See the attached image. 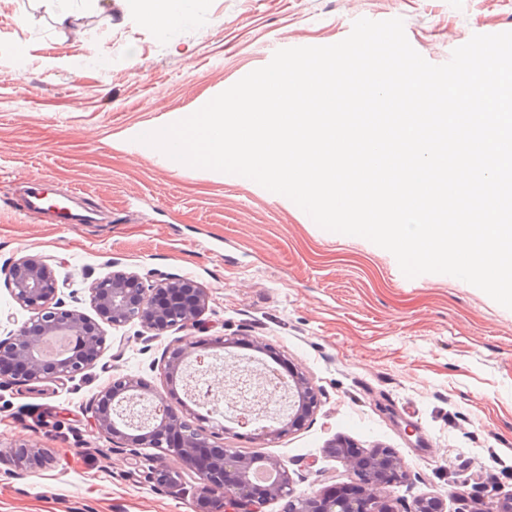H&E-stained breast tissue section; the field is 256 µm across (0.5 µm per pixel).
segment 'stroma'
Here are the masks:
<instances>
[{
	"label": "stroma",
	"instance_id": "1",
	"mask_svg": "<svg viewBox=\"0 0 512 512\" xmlns=\"http://www.w3.org/2000/svg\"><path fill=\"white\" fill-rule=\"evenodd\" d=\"M68 19L57 23L59 10ZM402 18L412 47L441 65L475 34L512 31V0H192L169 26L118 0H0V265L45 257L62 298L92 314L87 285L118 266L186 276L204 288L202 338L263 340L301 371L319 405L267 443L224 421L220 440L284 464L296 494L353 482L338 438L389 448L395 512L425 494L445 512L512 503V309L444 274L405 286L395 257L329 232L255 182L170 163L140 147L280 49L346 38L360 18ZM81 188L97 224H38L19 178ZM97 364L76 378L0 387V512H195L193 490L148 482L86 411L113 379L135 375L183 393L161 358L178 332L107 329ZM50 464L14 466L17 446Z\"/></svg>",
	"mask_w": 512,
	"mask_h": 512
}]
</instances>
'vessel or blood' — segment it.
Segmentation results:
<instances>
[{
	"label": "vessel or blood",
	"instance_id": "vessel-or-blood-1",
	"mask_svg": "<svg viewBox=\"0 0 512 512\" xmlns=\"http://www.w3.org/2000/svg\"><path fill=\"white\" fill-rule=\"evenodd\" d=\"M81 197L80 189L63 194L42 178L27 184L22 206L27 214L40 217L50 224L93 223L95 212L82 205Z\"/></svg>",
	"mask_w": 512,
	"mask_h": 512
}]
</instances>
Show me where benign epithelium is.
<instances>
[{
	"mask_svg": "<svg viewBox=\"0 0 512 512\" xmlns=\"http://www.w3.org/2000/svg\"><path fill=\"white\" fill-rule=\"evenodd\" d=\"M0 273L11 297L30 313L26 321L0 338V365L22 367V373L15 377L0 375V383L9 385L72 379L91 368L107 346L103 323L118 329L136 320L156 337L170 330L188 332L198 329L206 303L203 288L191 278H152L114 270L87 287L90 305L100 318L97 322L77 309L65 307L55 271L44 257L23 255ZM48 336L73 338L76 345L61 357L47 358L41 344ZM211 347L212 343L201 340L174 346L165 352L161 370L171 378L183 372L189 362L200 367L211 356ZM288 394L294 399L288 416L259 428L254 433L256 439L272 442L299 429L312 417L318 397L302 374L289 373ZM174 398L173 391L159 390L139 377L126 375L100 390L89 410L95 425L127 449L132 459H139L141 448L158 450L146 471L148 480L171 487L180 485V475L167 464V457L179 458L197 483V512H255L256 505L284 497L288 498V512H394L390 500L376 493L388 475L401 471L391 449L372 448L359 455L350 452L354 444L339 440L332 444L334 457L354 473L358 494L319 492L296 496L287 467L272 458L243 456L214 441L213 433L189 421L191 412L186 403H181L183 414L173 410L170 400ZM201 448L214 450L213 464L233 475L232 482L217 484L208 469L195 464ZM11 458L18 467L32 469L48 464L51 454L41 448L19 446L12 450ZM260 471L270 474L272 480L257 483L254 475ZM410 512H444L443 499L435 495L421 497Z\"/></svg>",
	"mask_w": 512,
	"mask_h": 512,
	"instance_id": "obj_1",
	"label": "benign epithelium"
}]
</instances>
